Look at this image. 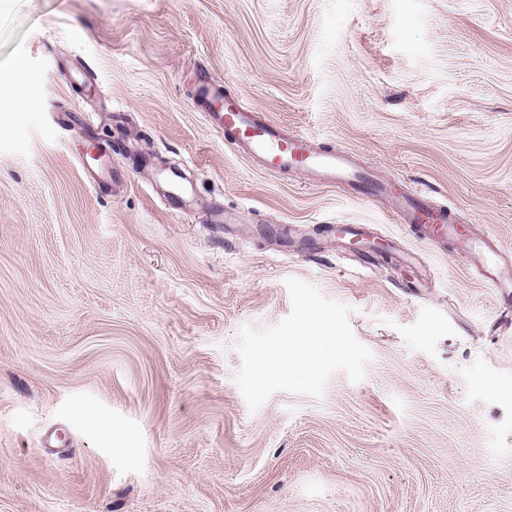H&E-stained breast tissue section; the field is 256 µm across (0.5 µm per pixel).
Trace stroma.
<instances>
[{
	"label": "stroma",
	"instance_id": "1",
	"mask_svg": "<svg viewBox=\"0 0 512 512\" xmlns=\"http://www.w3.org/2000/svg\"><path fill=\"white\" fill-rule=\"evenodd\" d=\"M202 70L512 251V0H0V512H512L497 288L226 146ZM95 141L116 179L76 160ZM335 224L396 246L359 261ZM290 277L373 359L253 411L235 337L289 315Z\"/></svg>",
	"mask_w": 512,
	"mask_h": 512
}]
</instances>
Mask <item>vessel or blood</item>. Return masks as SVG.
Wrapping results in <instances>:
<instances>
[{
    "label": "vessel or blood",
    "instance_id": "obj_1",
    "mask_svg": "<svg viewBox=\"0 0 512 512\" xmlns=\"http://www.w3.org/2000/svg\"><path fill=\"white\" fill-rule=\"evenodd\" d=\"M197 94L206 106L209 126L223 135L226 144L259 161L266 170L300 171L313 184L348 188L366 199L379 200L418 238L436 242L454 239L468 244L470 260L480 276L502 293L512 292V284L498 276L505 255L502 246L476 235L458 212L432 205L423 190L403 189L359 166L351 153L315 149L308 136L262 121L241 101L224 97L220 86L210 79L201 80Z\"/></svg>",
    "mask_w": 512,
    "mask_h": 512
}]
</instances>
